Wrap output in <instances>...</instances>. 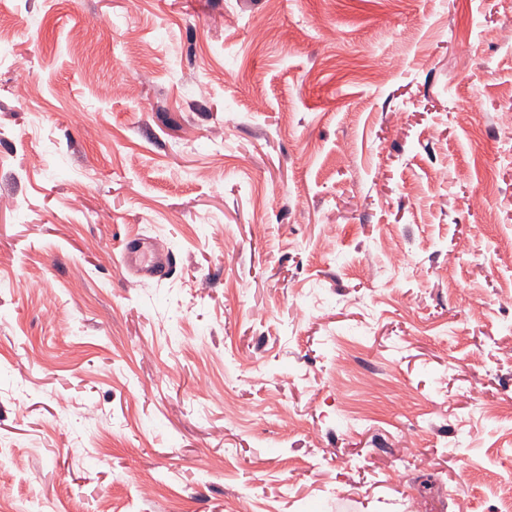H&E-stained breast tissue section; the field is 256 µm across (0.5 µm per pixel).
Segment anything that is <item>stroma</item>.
Segmentation results:
<instances>
[{
	"label": "stroma",
	"instance_id": "obj_1",
	"mask_svg": "<svg viewBox=\"0 0 512 512\" xmlns=\"http://www.w3.org/2000/svg\"><path fill=\"white\" fill-rule=\"evenodd\" d=\"M502 26L512 0H0V503L503 512ZM134 235L167 278L122 266ZM122 260L125 267L142 279L165 278L171 269L170 252L156 239L128 238Z\"/></svg>",
	"mask_w": 512,
	"mask_h": 512
}]
</instances>
